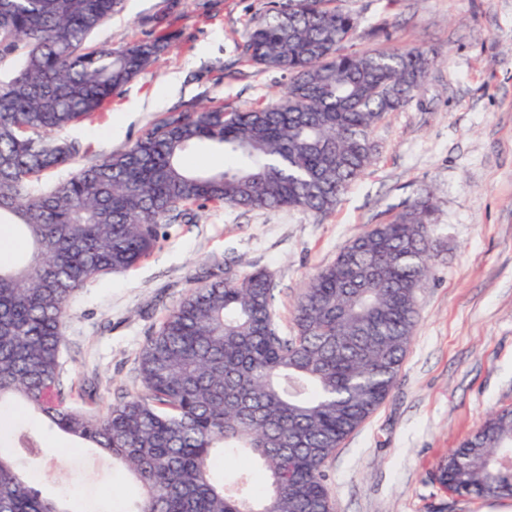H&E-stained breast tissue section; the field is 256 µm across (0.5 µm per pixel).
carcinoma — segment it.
<instances>
[{"mask_svg": "<svg viewBox=\"0 0 512 512\" xmlns=\"http://www.w3.org/2000/svg\"><path fill=\"white\" fill-rule=\"evenodd\" d=\"M123 2L0 0V227L30 244L25 260L0 261V411L22 403L111 458L140 489L124 512H334L326 465L391 393L417 326L434 265L430 198L320 268L289 336L275 325L265 268L191 288L141 349L139 388L104 410L73 402L87 388L63 369L67 303L210 205L332 210L372 164L378 123L411 102L433 57L350 51L358 19L337 0H280L249 29L245 52L288 76L281 101L168 112L126 150L46 185L45 172L79 154L54 132L99 111L165 47L161 36L90 43ZM202 144L234 165L188 170L182 157ZM3 432L0 420V512H70L23 479ZM11 435L38 454L34 437ZM241 454L261 472L217 468V456ZM500 460L512 461V409L450 450L433 478L455 496L512 499Z\"/></svg>", "mask_w": 512, "mask_h": 512, "instance_id": "carcinoma-1", "label": "carcinoma"}]
</instances>
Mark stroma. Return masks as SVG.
Masks as SVG:
<instances>
[{"instance_id": "stroma-1", "label": "stroma", "mask_w": 512, "mask_h": 512, "mask_svg": "<svg viewBox=\"0 0 512 512\" xmlns=\"http://www.w3.org/2000/svg\"><path fill=\"white\" fill-rule=\"evenodd\" d=\"M268 0H178L170 45L89 119L62 130L79 166L131 146L164 113L205 103L245 109L279 101L288 79L241 52ZM360 25L353 51L432 50L437 63L412 102L377 126L372 166L326 214L207 210L176 224L136 267L98 276L68 303L66 374L89 379L97 407L136 389L137 356L194 286L237 269H268L276 320L309 278L367 225L389 221L422 193L436 207L433 276L418 295V325L395 386L326 466L335 512H512L511 500L449 496L430 477L438 460L493 411L512 408V0H342ZM162 0H126L94 42L128 46L150 31ZM26 479L64 495L71 512H102L139 498L110 460L42 429Z\"/></svg>"}]
</instances>
